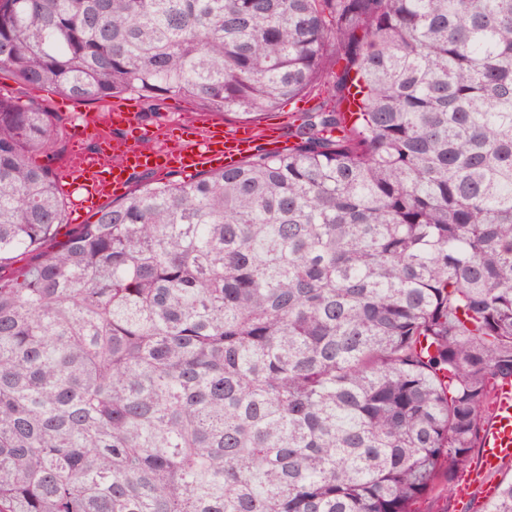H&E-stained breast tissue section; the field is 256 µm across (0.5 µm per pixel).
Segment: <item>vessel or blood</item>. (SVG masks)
Listing matches in <instances>:
<instances>
[{
  "instance_id": "obj_1",
  "label": "vessel or blood",
  "mask_w": 512,
  "mask_h": 512,
  "mask_svg": "<svg viewBox=\"0 0 512 512\" xmlns=\"http://www.w3.org/2000/svg\"><path fill=\"white\" fill-rule=\"evenodd\" d=\"M255 140L250 128H230L214 120L171 150L144 153L128 140L117 138L113 144L122 150L119 161L106 165L92 155L73 156L59 171L60 186L66 195H77L78 206L94 209L102 198L127 188L133 172H198L227 166L251 152ZM511 461L512 382H508L495 391L493 412L484 428L479 465L459 483L458 503L466 504L478 488L485 494H493L490 475Z\"/></svg>"
}]
</instances>
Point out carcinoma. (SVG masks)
<instances>
[{"label": "carcinoma", "mask_w": 512, "mask_h": 512, "mask_svg": "<svg viewBox=\"0 0 512 512\" xmlns=\"http://www.w3.org/2000/svg\"><path fill=\"white\" fill-rule=\"evenodd\" d=\"M0 79L309 103L49 250L61 117L0 93V512L454 497L512 381V0H0Z\"/></svg>", "instance_id": "cac0c4a2"}]
</instances>
